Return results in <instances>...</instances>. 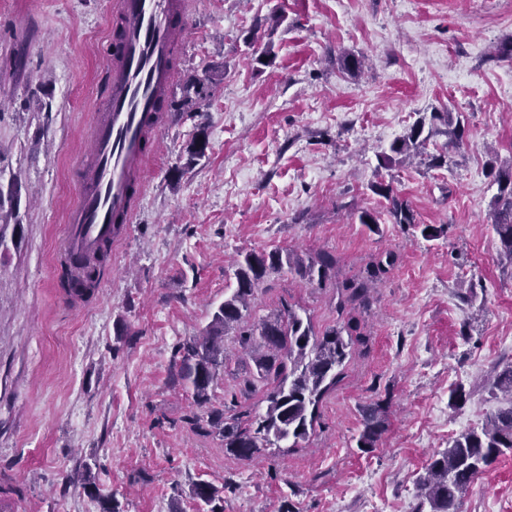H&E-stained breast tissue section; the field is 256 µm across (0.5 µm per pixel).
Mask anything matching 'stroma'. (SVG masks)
I'll return each instance as SVG.
<instances>
[{
  "mask_svg": "<svg viewBox=\"0 0 512 512\" xmlns=\"http://www.w3.org/2000/svg\"><path fill=\"white\" fill-rule=\"evenodd\" d=\"M113 0H0V512H100L74 475L90 468L117 512H415L414 483L462 426L496 400L484 386L512 361V267L499 260L489 167L512 166V0H190L173 93L191 78L197 111L164 114L132 222L93 297L58 286L75 168L89 150L110 53ZM268 54L269 65L256 63ZM364 57L361 75L338 58ZM461 120L445 165H381L432 113ZM203 158L187 147L198 130ZM383 182L415 225L381 211ZM443 227L425 239L420 225ZM328 255L323 283L284 270L264 279L250 318L292 307L316 335L342 329L352 352L295 448L251 459L188 416L265 411L269 384L244 390L253 364L230 353L207 406L175 384L177 350L236 286L248 252ZM396 261L376 264L385 252ZM372 279L369 305L349 287ZM466 399L450 405L452 388ZM386 429L358 448L362 412ZM462 512H512V454L472 484Z\"/></svg>",
  "mask_w": 512,
  "mask_h": 512,
  "instance_id": "35a3bbf8",
  "label": "stroma"
}]
</instances>
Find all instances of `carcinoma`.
I'll return each mask as SVG.
<instances>
[{
  "label": "carcinoma",
  "instance_id": "1",
  "mask_svg": "<svg viewBox=\"0 0 512 512\" xmlns=\"http://www.w3.org/2000/svg\"><path fill=\"white\" fill-rule=\"evenodd\" d=\"M201 94V85L185 84L181 89V108L194 109ZM424 126L422 120L412 125L404 138L390 146L392 155L385 157V161L419 153V148L429 139L424 134ZM490 175L499 189L492 226L500 243L499 254L512 263V168L492 167ZM372 190L388 201L391 223H415L408 203L400 199L391 186L378 182L372 185ZM108 249L107 245L100 248L95 262L85 266L86 277L81 288L75 287L76 269L68 263L62 264L59 288L70 294L91 296L98 274L106 264ZM332 266L328 257L306 262L283 248L245 254L236 264L233 293L224 298L201 334L179 348L180 360L174 381L192 390L197 405L203 406L209 403L210 387L227 360L224 335L232 329L245 327L239 333L238 344L252 354L253 376L272 384L266 410L249 415L244 421L234 417L228 422L222 413L212 414L207 420L210 427L222 433L224 447L242 458L250 459L262 448H277L281 441L291 438L296 444L308 436L317 403L336 384V368L342 365L350 347L342 330L334 329L319 338L310 319L289 307L249 325L246 318L251 301L261 281L271 273L287 267L310 282L322 281ZM487 384L491 392L502 394L504 402L486 417L481 427L461 433L444 451L432 454L419 480L418 512H460L470 485L499 457L512 453V362L493 367ZM384 431L383 412L377 406L368 407L358 447H375ZM193 495L209 505L215 501L217 491L210 484L199 482L194 486Z\"/></svg>",
  "mask_w": 512,
  "mask_h": 512
}]
</instances>
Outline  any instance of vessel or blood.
Returning <instances> with one entry per match:
<instances>
[{
	"instance_id": "1",
	"label": "vessel or blood",
	"mask_w": 512,
	"mask_h": 512,
	"mask_svg": "<svg viewBox=\"0 0 512 512\" xmlns=\"http://www.w3.org/2000/svg\"><path fill=\"white\" fill-rule=\"evenodd\" d=\"M188 13V0H114L116 47L78 201L67 215L65 252H93L111 239L115 223H130L145 173V140L172 81V51L187 33L175 18Z\"/></svg>"
}]
</instances>
